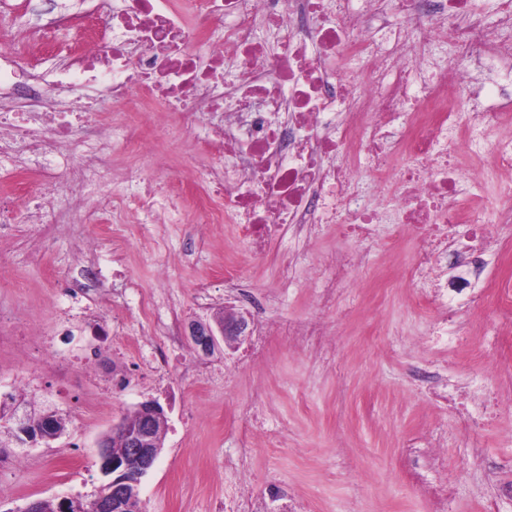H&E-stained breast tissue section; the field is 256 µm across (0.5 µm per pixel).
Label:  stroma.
<instances>
[{"mask_svg":"<svg viewBox=\"0 0 512 512\" xmlns=\"http://www.w3.org/2000/svg\"><path fill=\"white\" fill-rule=\"evenodd\" d=\"M164 123L161 112L145 119L146 153L113 154L105 224L84 225L78 236L58 226L44 238L20 224L0 238V267L17 282L0 288V310L36 330L0 341V386L36 372L26 406L48 405L68 420L65 434L29 450L22 467L11 449L0 451V512L92 494L99 440L151 398L168 428L141 480L145 512H234L239 492L261 500L273 483L293 491V512H431L425 483L446 487L448 512H485L491 481H512V384L488 371L512 366V313L487 301L462 304L470 345L448 354L425 339L438 312L418 305L417 286L386 294L356 277L335 308L317 309L310 264L355 247L335 225L305 243L284 229L256 259L236 224L196 223L184 202L175 221L142 223L131 202L144 187L162 193L171 177L197 180L215 164L200 137L156 138ZM232 251L241 278L269 302V321L319 320L332 354L274 331L207 355L193 345L188 321L239 311L224 288ZM70 305L75 317L57 323ZM93 318L107 323L111 343L91 339ZM59 354L72 365L59 369ZM245 356L248 367L238 369ZM424 363L447 376V401L413 379ZM488 389L504 406L475 435L469 423ZM255 405L261 418L252 425L242 411ZM421 432L432 434L440 464H411L405 444Z\"/></svg>","mask_w":512,"mask_h":512,"instance_id":"stroma-1","label":"stroma"}]
</instances>
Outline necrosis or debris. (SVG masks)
Returning <instances> with one entry per match:
<instances>
[{
    "label": "necrosis or debris",
    "mask_w": 512,
    "mask_h": 512,
    "mask_svg": "<svg viewBox=\"0 0 512 512\" xmlns=\"http://www.w3.org/2000/svg\"><path fill=\"white\" fill-rule=\"evenodd\" d=\"M352 2L189 0L185 12L173 0H95V23L78 26L52 81L15 67L18 48L0 42V96L20 109L19 124L0 133V154L22 143L29 161L21 175L37 176L47 147L72 150L57 101L103 90L121 116L110 129L89 117V151L38 198L1 191L0 236L32 208L43 224L74 230L100 222L114 146L140 151L146 113L168 112L185 135L208 127L206 150L224 161L212 180L224 209L215 211L212 193L197 194L199 223L231 217L257 258L290 224H336L344 239L365 244L377 225H393L394 240L408 234L417 247L409 266L383 276V287L426 283L422 301L440 311L435 334L454 341L463 332L456 306L474 288L449 289L443 268L465 262L483 274L489 241H512V45L483 22L472 0H363L360 12ZM380 15L394 35L387 45L372 27ZM261 25L277 34V50L258 41ZM216 29L221 39L211 38ZM439 37L455 63L437 61ZM194 43L201 51H191ZM229 61L237 81L228 87ZM477 69L487 75V94L501 100L497 111L463 108ZM458 142L475 158L464 173L451 153ZM489 167L507 175L509 192L490 222L467 204ZM61 189L74 193L70 209L56 205ZM364 263L363 254L341 250L320 259L313 269L320 309L335 306L338 288Z\"/></svg>",
    "instance_id": "obj_1"
}]
</instances>
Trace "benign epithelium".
<instances>
[{
  "mask_svg": "<svg viewBox=\"0 0 512 512\" xmlns=\"http://www.w3.org/2000/svg\"><path fill=\"white\" fill-rule=\"evenodd\" d=\"M247 321L244 317H212L193 319L188 323V336L204 354L210 353L218 339L237 343L246 339ZM139 424L131 428L126 421L112 426V436L126 441L129 453L125 457L113 456L106 443H99L98 469L102 478V491L92 503V512H129L133 502L140 499L141 478L154 467L161 452L158 434L164 430L166 413L155 400L138 406ZM20 445L32 447L43 440L40 431L26 416L17 421L15 434Z\"/></svg>",
  "mask_w": 512,
  "mask_h": 512,
  "instance_id": "benign-epithelium-1",
  "label": "benign epithelium"
}]
</instances>
